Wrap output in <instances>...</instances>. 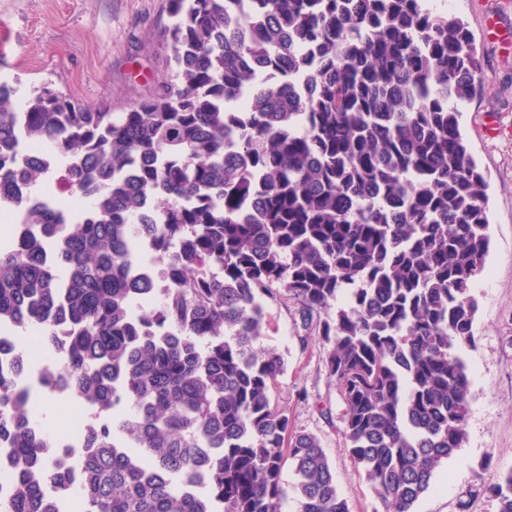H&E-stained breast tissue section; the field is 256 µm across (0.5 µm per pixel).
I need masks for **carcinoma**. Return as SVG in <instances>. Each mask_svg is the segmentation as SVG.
I'll return each instance as SVG.
<instances>
[{
    "mask_svg": "<svg viewBox=\"0 0 512 512\" xmlns=\"http://www.w3.org/2000/svg\"><path fill=\"white\" fill-rule=\"evenodd\" d=\"M172 73L128 112L0 83V332L35 331L97 410L77 480L0 372V512H348L319 439L271 400L282 288L327 346L380 512H414L462 447L487 182L460 133L481 62L421 0H170ZM22 141L52 162L14 161ZM336 306V313L328 310ZM65 490L56 505L43 486ZM512 512V471L487 488Z\"/></svg>",
    "mask_w": 512,
    "mask_h": 512,
    "instance_id": "carcinoma-1",
    "label": "carcinoma"
}]
</instances>
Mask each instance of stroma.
Returning a JSON list of instances; mask_svg holds the SVG:
<instances>
[{
	"label": "stroma",
	"mask_w": 512,
	"mask_h": 512,
	"mask_svg": "<svg viewBox=\"0 0 512 512\" xmlns=\"http://www.w3.org/2000/svg\"><path fill=\"white\" fill-rule=\"evenodd\" d=\"M168 0H0V82L23 90L47 85L83 104L126 112L170 71L161 42ZM482 68L461 133L488 182L490 246L473 290L476 342L461 355L471 370L466 439L440 469L415 512H496L484 493L512 471V44L493 29H512V0H454ZM262 347L286 364L272 390L291 426L318 437L349 512L377 501L345 438V404L326 366V346L306 335L300 306L285 290L265 297Z\"/></svg>",
	"instance_id": "1"
}]
</instances>
